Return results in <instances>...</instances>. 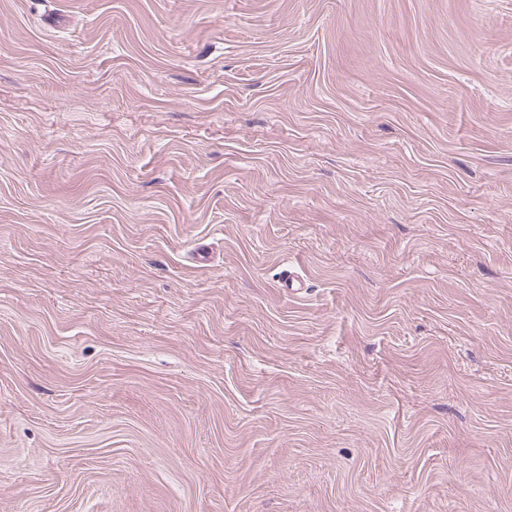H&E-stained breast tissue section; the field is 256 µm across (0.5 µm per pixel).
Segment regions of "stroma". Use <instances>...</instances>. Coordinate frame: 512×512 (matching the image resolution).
<instances>
[{"label": "stroma", "instance_id": "stroma-1", "mask_svg": "<svg viewBox=\"0 0 512 512\" xmlns=\"http://www.w3.org/2000/svg\"><path fill=\"white\" fill-rule=\"evenodd\" d=\"M0 512H512V0H0Z\"/></svg>", "mask_w": 512, "mask_h": 512}]
</instances>
